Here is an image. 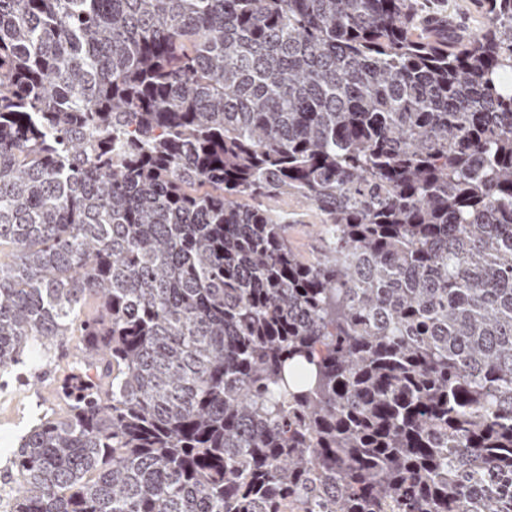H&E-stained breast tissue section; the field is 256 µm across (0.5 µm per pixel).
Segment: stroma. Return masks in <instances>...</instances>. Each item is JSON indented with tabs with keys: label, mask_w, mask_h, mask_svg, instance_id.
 Listing matches in <instances>:
<instances>
[{
	"label": "stroma",
	"mask_w": 512,
	"mask_h": 512,
	"mask_svg": "<svg viewBox=\"0 0 512 512\" xmlns=\"http://www.w3.org/2000/svg\"><path fill=\"white\" fill-rule=\"evenodd\" d=\"M419 16L445 17L457 34L469 35L485 22L483 0H413ZM274 212L291 216L288 240L308 262L319 255V213L292 195H280L267 202ZM76 337L47 350L29 349L20 362L0 372V512H11L19 474L15 465L21 436L38 421L64 415L66 405L59 386L72 367L70 351Z\"/></svg>",
	"instance_id": "1"
}]
</instances>
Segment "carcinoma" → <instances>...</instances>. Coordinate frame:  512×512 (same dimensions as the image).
<instances>
[{
	"label": "carcinoma",
	"instance_id": "cac0c4a2",
	"mask_svg": "<svg viewBox=\"0 0 512 512\" xmlns=\"http://www.w3.org/2000/svg\"><path fill=\"white\" fill-rule=\"evenodd\" d=\"M486 5L464 38L413 0H0V369L82 342L14 512H512ZM262 202L278 214H288V218L297 219L288 227V241L305 261L314 262L319 257L317 232L322 224L319 213L289 194L271 200L264 199Z\"/></svg>",
	"mask_w": 512,
	"mask_h": 512
}]
</instances>
